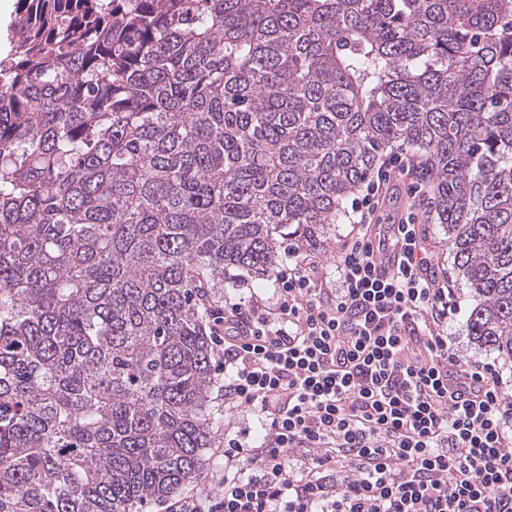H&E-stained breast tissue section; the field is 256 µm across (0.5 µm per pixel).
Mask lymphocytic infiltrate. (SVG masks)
I'll return each mask as SVG.
<instances>
[{
	"mask_svg": "<svg viewBox=\"0 0 512 512\" xmlns=\"http://www.w3.org/2000/svg\"><path fill=\"white\" fill-rule=\"evenodd\" d=\"M404 176L398 223L375 221ZM424 189L421 162L393 156L351 203L330 292L292 249L273 313L213 311L224 397L261 433L225 435L223 471L165 512H512V395L448 343L455 306L429 275Z\"/></svg>",
	"mask_w": 512,
	"mask_h": 512,
	"instance_id": "lymphocytic-infiltrate-1",
	"label": "lymphocytic infiltrate"
}]
</instances>
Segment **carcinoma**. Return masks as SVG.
I'll return each instance as SVG.
<instances>
[{"label":"carcinoma","mask_w":512,"mask_h":512,"mask_svg":"<svg viewBox=\"0 0 512 512\" xmlns=\"http://www.w3.org/2000/svg\"><path fill=\"white\" fill-rule=\"evenodd\" d=\"M0 58V512L203 475L210 299L429 155L478 346L512 359V0H16Z\"/></svg>","instance_id":"1"}]
</instances>
